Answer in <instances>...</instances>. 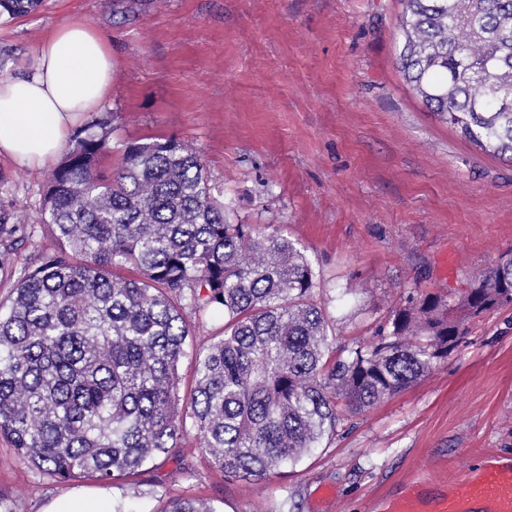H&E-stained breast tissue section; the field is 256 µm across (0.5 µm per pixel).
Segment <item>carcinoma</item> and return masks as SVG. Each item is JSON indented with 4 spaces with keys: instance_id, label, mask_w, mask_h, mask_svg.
<instances>
[{
    "instance_id": "obj_1",
    "label": "carcinoma",
    "mask_w": 512,
    "mask_h": 512,
    "mask_svg": "<svg viewBox=\"0 0 512 512\" xmlns=\"http://www.w3.org/2000/svg\"><path fill=\"white\" fill-rule=\"evenodd\" d=\"M397 68L408 89L484 153L512 160V0H401ZM43 0H0V18ZM112 119L82 125L53 170L39 221L57 250L0 303V437L62 485L134 476L184 436V412L226 478H262L400 394L512 306V262L393 308L344 359L311 261L280 231L235 224L201 157L172 138L112 146ZM117 154L109 170L101 160ZM29 239L0 206V281ZM224 313V335L178 366L183 301ZM163 512H215L172 498Z\"/></svg>"
}]
</instances>
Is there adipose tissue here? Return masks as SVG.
Returning <instances> with one entry per match:
<instances>
[{"instance_id":"adipose-tissue-1","label":"adipose tissue","mask_w":512,"mask_h":512,"mask_svg":"<svg viewBox=\"0 0 512 512\" xmlns=\"http://www.w3.org/2000/svg\"><path fill=\"white\" fill-rule=\"evenodd\" d=\"M112 40L73 15L49 30L31 63L0 79V156L41 169L112 95Z\"/></svg>"}]
</instances>
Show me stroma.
<instances>
[{"label": "stroma", "mask_w": 512, "mask_h": 512, "mask_svg": "<svg viewBox=\"0 0 512 512\" xmlns=\"http://www.w3.org/2000/svg\"><path fill=\"white\" fill-rule=\"evenodd\" d=\"M400 0H46L0 23L5 76L44 34L79 14L112 39L115 136L193 145L239 220L279 228L320 276L332 353L376 342L389 312L512 260V162L466 141L409 92L396 64ZM0 204L33 237L22 277L55 241L38 217L51 174L0 158ZM191 353L224 317L185 307ZM189 357L182 393L194 384ZM512 458V308L470 324L464 342L396 397L348 416L325 447L260 480L225 478L188 429L137 480L62 486L0 438L9 512L107 496L124 512L173 497L216 512H381L409 481H448L484 456Z\"/></svg>", "instance_id": "35a3bbf8"}]
</instances>
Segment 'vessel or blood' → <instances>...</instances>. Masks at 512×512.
I'll return each mask as SVG.
<instances>
[{"label":"vessel or blood","mask_w":512,"mask_h":512,"mask_svg":"<svg viewBox=\"0 0 512 512\" xmlns=\"http://www.w3.org/2000/svg\"><path fill=\"white\" fill-rule=\"evenodd\" d=\"M473 500L486 502L490 512H512L511 459L490 458L479 472L460 476L445 492L416 484L388 512H468Z\"/></svg>","instance_id":"1"}]
</instances>
